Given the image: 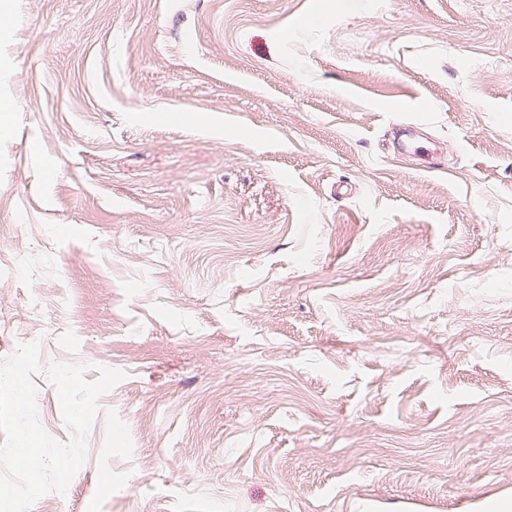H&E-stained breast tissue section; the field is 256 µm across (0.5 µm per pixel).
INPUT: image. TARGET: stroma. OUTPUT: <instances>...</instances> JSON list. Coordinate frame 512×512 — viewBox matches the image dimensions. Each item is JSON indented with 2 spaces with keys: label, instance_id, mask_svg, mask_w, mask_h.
I'll list each match as a JSON object with an SVG mask.
<instances>
[{
  "label": "stroma",
  "instance_id": "stroma-1",
  "mask_svg": "<svg viewBox=\"0 0 512 512\" xmlns=\"http://www.w3.org/2000/svg\"><path fill=\"white\" fill-rule=\"evenodd\" d=\"M0 360L126 377L31 512H512V0H9Z\"/></svg>",
  "mask_w": 512,
  "mask_h": 512
}]
</instances>
